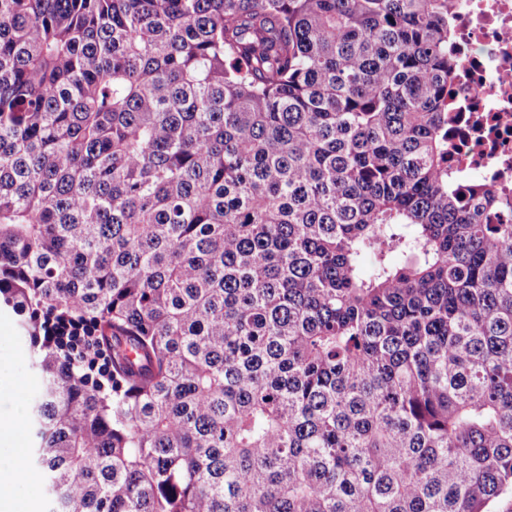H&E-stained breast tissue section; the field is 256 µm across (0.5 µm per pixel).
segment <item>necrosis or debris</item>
Masks as SVG:
<instances>
[{
	"label": "necrosis or debris",
	"mask_w": 512,
	"mask_h": 512,
	"mask_svg": "<svg viewBox=\"0 0 512 512\" xmlns=\"http://www.w3.org/2000/svg\"><path fill=\"white\" fill-rule=\"evenodd\" d=\"M453 102L460 116L450 160L470 177L512 192V0H462Z\"/></svg>",
	"instance_id": "obj_1"
}]
</instances>
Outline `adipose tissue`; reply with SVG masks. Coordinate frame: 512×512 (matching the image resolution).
Returning <instances> with one entry per match:
<instances>
[{
	"mask_svg": "<svg viewBox=\"0 0 512 512\" xmlns=\"http://www.w3.org/2000/svg\"><path fill=\"white\" fill-rule=\"evenodd\" d=\"M24 452V430L15 417H0V512H26L21 491L37 485L36 473L19 469L17 457Z\"/></svg>",
	"mask_w": 512,
	"mask_h": 512,
	"instance_id": "adipose-tissue-1",
	"label": "adipose tissue"
}]
</instances>
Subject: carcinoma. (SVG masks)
I'll return each mask as SVG.
<instances>
[{"instance_id":"1","label":"carcinoma","mask_w":512,"mask_h":512,"mask_svg":"<svg viewBox=\"0 0 512 512\" xmlns=\"http://www.w3.org/2000/svg\"><path fill=\"white\" fill-rule=\"evenodd\" d=\"M459 6L0 0V306L53 512L512 492V198L448 164Z\"/></svg>"}]
</instances>
